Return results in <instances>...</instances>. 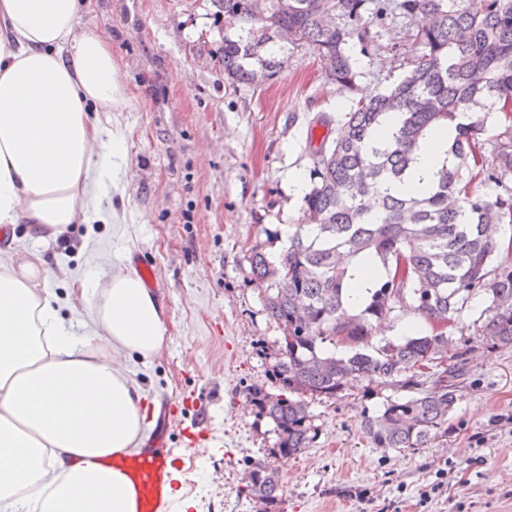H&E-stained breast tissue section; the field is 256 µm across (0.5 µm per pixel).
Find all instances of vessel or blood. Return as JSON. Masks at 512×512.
<instances>
[{"instance_id":"obj_1","label":"vessel or blood","mask_w":512,"mask_h":512,"mask_svg":"<svg viewBox=\"0 0 512 512\" xmlns=\"http://www.w3.org/2000/svg\"><path fill=\"white\" fill-rule=\"evenodd\" d=\"M110 464L124 477L135 498V512H166L172 487V462L159 446L113 456Z\"/></svg>"}]
</instances>
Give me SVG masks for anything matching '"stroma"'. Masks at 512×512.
<instances>
[{"label":"stroma","mask_w":512,"mask_h":512,"mask_svg":"<svg viewBox=\"0 0 512 512\" xmlns=\"http://www.w3.org/2000/svg\"><path fill=\"white\" fill-rule=\"evenodd\" d=\"M84 19L111 34L120 70L123 189L101 192L98 221L71 225L68 247L18 224L0 237V259L39 251L49 268L44 287L78 334L92 330L80 298L91 274L133 268L138 256L155 267L170 340L155 358L128 355L123 364L144 402L193 395L182 421L208 437L188 448L179 427L167 429L179 491L168 512L185 500L187 512H512V348L478 342L481 295L449 328L469 355L447 436L415 451L373 447L366 417L407 392L362 378L311 404L318 436L281 464L279 503L268 508L244 492L246 473L276 441L246 391H275L259 343L281 335L248 256L257 246L274 261L287 249L290 227L303 219L288 181L311 167V122L338 118L367 92L397 83L414 53L413 23L371 26L369 54L350 47L351 92L328 81L325 60L307 44L289 46L263 85L225 80L214 60L224 18L212 0H92ZM439 481L442 492L423 502Z\"/></svg>","instance_id":"1"}]
</instances>
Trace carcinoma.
<instances>
[{
    "label": "carcinoma",
    "instance_id": "carcinoma-1",
    "mask_svg": "<svg viewBox=\"0 0 512 512\" xmlns=\"http://www.w3.org/2000/svg\"><path fill=\"white\" fill-rule=\"evenodd\" d=\"M234 36L224 33L216 62L233 82L273 77L285 62L278 31L290 44L305 43L330 61L331 82L353 89L356 72L347 54L352 41L369 53V26L399 16L415 23L417 44L410 69L392 89L359 100L339 119L318 118L310 127L312 166L303 198L305 223L271 262L258 248L249 256L251 281L262 285L268 316L283 331L272 347L270 393L247 390L257 413L269 419L283 461L296 457L318 435L310 404L334 399L356 377L413 394L388 400L365 421L376 448H426L448 434L457 403L463 353L448 336L452 317L474 296L481 310L480 337L512 346V239L495 240L488 224H512V190L487 197L471 192L473 168L489 182L512 174V144L491 147L484 166L480 139L484 115L499 107L512 139V0H482L471 9L461 0H265L257 16L253 0H213ZM454 128L445 163L429 193L395 190L410 169L420 142ZM378 272L365 307L351 312L353 271ZM430 327L398 342H373L374 324L395 309L391 297ZM247 495L278 503V468L257 462Z\"/></svg>",
    "mask_w": 512,
    "mask_h": 512
}]
</instances>
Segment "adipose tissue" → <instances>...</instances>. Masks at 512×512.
Wrapping results in <instances>:
<instances>
[{"mask_svg": "<svg viewBox=\"0 0 512 512\" xmlns=\"http://www.w3.org/2000/svg\"><path fill=\"white\" fill-rule=\"evenodd\" d=\"M86 10L0 0V227L61 235L86 216L91 186L120 182V74L111 35L81 25ZM449 138L421 143L403 192L432 182ZM46 274L35 252L0 261V512H135L109 461L139 441L142 394L116 357L162 349L161 307L135 272L91 276L81 296L94 330L78 336Z\"/></svg>", "mask_w": 512, "mask_h": 512, "instance_id": "1", "label": "adipose tissue"}]
</instances>
